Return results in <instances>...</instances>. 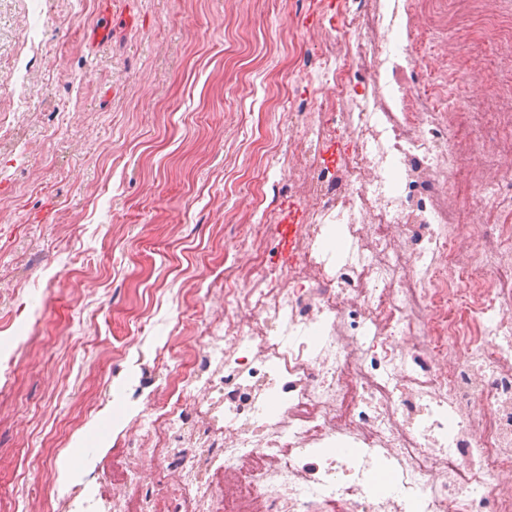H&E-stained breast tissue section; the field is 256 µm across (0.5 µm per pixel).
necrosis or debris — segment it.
Listing matches in <instances>:
<instances>
[{
    "mask_svg": "<svg viewBox=\"0 0 512 512\" xmlns=\"http://www.w3.org/2000/svg\"><path fill=\"white\" fill-rule=\"evenodd\" d=\"M353 18L355 30L325 39L323 76L335 85V98L320 103L319 120L293 132L288 167L303 173L297 191L309 219L295 261L266 273V289L252 307L226 311L223 322L205 324L199 336L207 357L257 341L260 361L234 376L240 389L263 384L286 399L281 427L270 432L258 424L248 437L225 429L206 466L185 454L176 467L171 449L180 418L158 411L147 417L139 446L112 459L111 480L93 501L94 512H383L364 490L368 469L331 459L323 476L310 477L297 464L303 444L338 431L391 451L408 487L419 491L423 512H480L485 502L492 512H512V488L493 480L512 464V235L476 238L448 200L452 184L468 183L487 222L499 210H512V186L478 179L471 166L467 144L478 112L439 104L416 90L406 66L378 56L376 44L393 19L364 4ZM359 75L385 84L388 93L356 98ZM350 100L355 108L348 112ZM338 139L348 144L344 154L323 162L326 144ZM395 158L409 171L403 195L385 184ZM333 209L356 229L355 259L335 281L312 255L320 220ZM298 281L310 287L307 323L327 319L331 328L318 358L293 355L298 378L275 379L272 361L280 352L269 335L296 325L290 286ZM462 303L476 315L498 311L484 324L482 341L469 344L463 368L452 349L442 348L460 339ZM355 309L385 345L383 355L363 360L358 325L343 322ZM398 339L407 353L393 351ZM433 349L439 355L427 369L429 396L406 401L392 368L421 364ZM448 402L462 424L454 433L440 415ZM478 403L485 411L477 418ZM144 449L170 465L180 488L177 503L148 490L136 467ZM435 466L442 481L428 477Z\"/></svg>",
    "mask_w": 512,
    "mask_h": 512,
    "instance_id": "necrosis-or-debris-1",
    "label": "necrosis or debris"
}]
</instances>
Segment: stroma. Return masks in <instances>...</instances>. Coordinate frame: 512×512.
Listing matches in <instances>:
<instances>
[{
  "mask_svg": "<svg viewBox=\"0 0 512 512\" xmlns=\"http://www.w3.org/2000/svg\"><path fill=\"white\" fill-rule=\"evenodd\" d=\"M101 0H0V512H40L78 492L131 445L158 399L185 433L209 397L182 390L252 360L249 344L196 360L206 320L243 302L226 281L279 268L276 225L305 223L288 191L290 130L332 95L321 34L353 0H126L92 42ZM396 13L391 50L415 61L416 87L451 97L465 69L454 44L494 60L480 95L499 105L512 75V0L486 23L448 0L432 44Z\"/></svg>",
  "mask_w": 512,
  "mask_h": 512,
  "instance_id": "35a3bbf8",
  "label": "stroma"
}]
</instances>
